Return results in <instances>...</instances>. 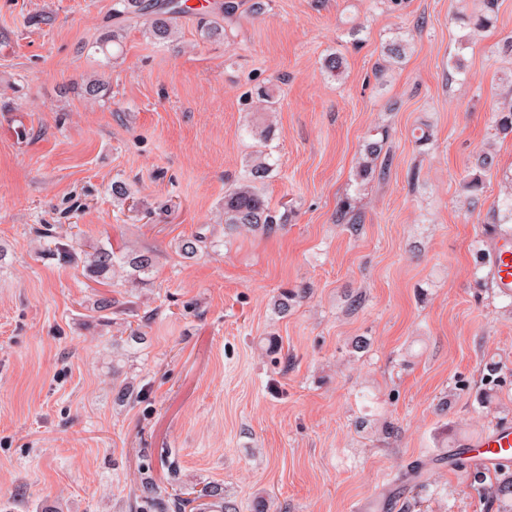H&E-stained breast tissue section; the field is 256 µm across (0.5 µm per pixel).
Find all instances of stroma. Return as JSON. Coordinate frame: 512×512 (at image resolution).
Listing matches in <instances>:
<instances>
[{
	"label": "stroma",
	"instance_id": "1",
	"mask_svg": "<svg viewBox=\"0 0 512 512\" xmlns=\"http://www.w3.org/2000/svg\"><path fill=\"white\" fill-rule=\"evenodd\" d=\"M208 2L160 43L114 0H0V512H167L178 483L239 512H497L445 458L512 422V296L480 262L512 0L479 30L478 0ZM261 123L288 222L228 236ZM102 246L153 265L100 283Z\"/></svg>",
	"mask_w": 512,
	"mask_h": 512
}]
</instances>
